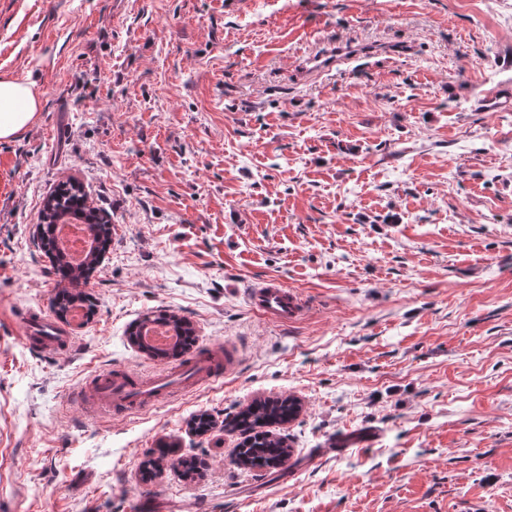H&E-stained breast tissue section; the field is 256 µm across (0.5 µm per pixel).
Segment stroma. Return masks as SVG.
I'll return each mask as SVG.
<instances>
[{
    "label": "stroma",
    "mask_w": 512,
    "mask_h": 512,
    "mask_svg": "<svg viewBox=\"0 0 512 512\" xmlns=\"http://www.w3.org/2000/svg\"><path fill=\"white\" fill-rule=\"evenodd\" d=\"M345 42L369 58L303 70ZM3 75L41 111L0 141V512H512V0H0ZM69 176L112 245L40 354L16 316L50 307ZM267 279L301 320L247 305ZM157 309L236 371L88 416L92 373L158 369L127 335ZM288 394V463L232 465L220 421ZM162 447L199 475L144 485Z\"/></svg>",
    "instance_id": "1"
}]
</instances>
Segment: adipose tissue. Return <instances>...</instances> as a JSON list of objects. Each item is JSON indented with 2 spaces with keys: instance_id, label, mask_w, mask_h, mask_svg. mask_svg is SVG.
Returning a JSON list of instances; mask_svg holds the SVG:
<instances>
[{
  "instance_id": "ef3b65f1",
  "label": "adipose tissue",
  "mask_w": 512,
  "mask_h": 512,
  "mask_svg": "<svg viewBox=\"0 0 512 512\" xmlns=\"http://www.w3.org/2000/svg\"><path fill=\"white\" fill-rule=\"evenodd\" d=\"M41 108V97L30 79L0 76V140L14 139L30 128Z\"/></svg>"
}]
</instances>
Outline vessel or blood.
<instances>
[{
	"label": "vessel or blood",
	"mask_w": 512,
	"mask_h": 512,
	"mask_svg": "<svg viewBox=\"0 0 512 512\" xmlns=\"http://www.w3.org/2000/svg\"><path fill=\"white\" fill-rule=\"evenodd\" d=\"M249 306L269 321L285 323L302 313L299 296L278 280H265L246 294ZM24 346L53 352L69 350L74 339L55 325L46 311L26 310L20 316ZM237 363L231 348L213 347L187 358L165 361L150 376L123 370L106 371L89 381L90 396L85 403L89 414L107 413L126 417L154 406L200 384L223 380Z\"/></svg>",
	"instance_id": "vessel-or-blood-1"
}]
</instances>
